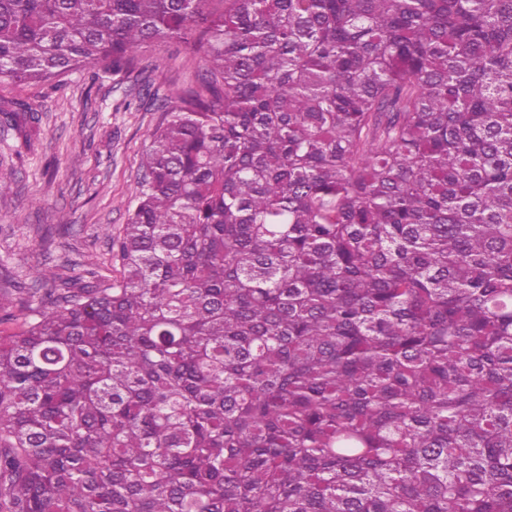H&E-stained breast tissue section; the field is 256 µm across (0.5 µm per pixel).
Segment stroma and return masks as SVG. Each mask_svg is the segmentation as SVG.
I'll use <instances>...</instances> for the list:
<instances>
[{
	"mask_svg": "<svg viewBox=\"0 0 512 512\" xmlns=\"http://www.w3.org/2000/svg\"><path fill=\"white\" fill-rule=\"evenodd\" d=\"M139 80L92 82L90 70L55 85H0V104L19 101L40 121L21 139L0 122V311L14 323L27 316L17 287H29L32 266L73 275L94 260L103 276L120 268L112 235L136 204L141 157L159 115L153 100L194 81L200 56L192 43L171 40L143 45Z\"/></svg>",
	"mask_w": 512,
	"mask_h": 512,
	"instance_id": "obj_1",
	"label": "stroma"
}]
</instances>
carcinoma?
I'll use <instances>...</instances> for the list:
<instances>
[{
  "instance_id": "obj_1",
  "label": "carcinoma",
  "mask_w": 512,
  "mask_h": 512,
  "mask_svg": "<svg viewBox=\"0 0 512 512\" xmlns=\"http://www.w3.org/2000/svg\"><path fill=\"white\" fill-rule=\"evenodd\" d=\"M212 2L0 0V83L202 62L0 334V512H512V0Z\"/></svg>"
}]
</instances>
